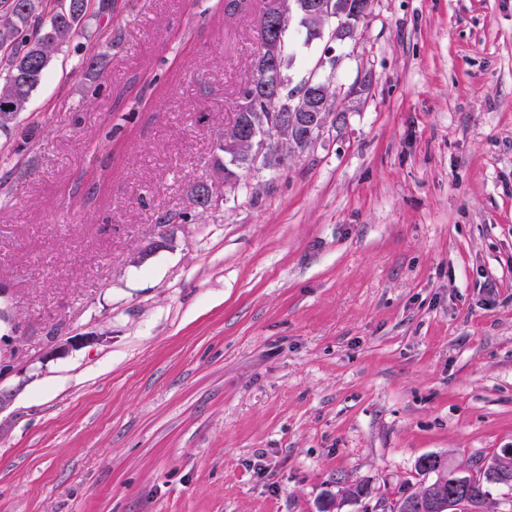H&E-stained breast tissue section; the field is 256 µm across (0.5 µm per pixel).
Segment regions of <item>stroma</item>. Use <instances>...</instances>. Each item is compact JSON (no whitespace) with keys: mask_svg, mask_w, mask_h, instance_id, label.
Segmentation results:
<instances>
[{"mask_svg":"<svg viewBox=\"0 0 512 512\" xmlns=\"http://www.w3.org/2000/svg\"><path fill=\"white\" fill-rule=\"evenodd\" d=\"M264 6L90 0L0 132V512H380L512 448V0H372L335 64L292 17L345 118L230 186Z\"/></svg>","mask_w":512,"mask_h":512,"instance_id":"stroma-1","label":"stroma"}]
</instances>
